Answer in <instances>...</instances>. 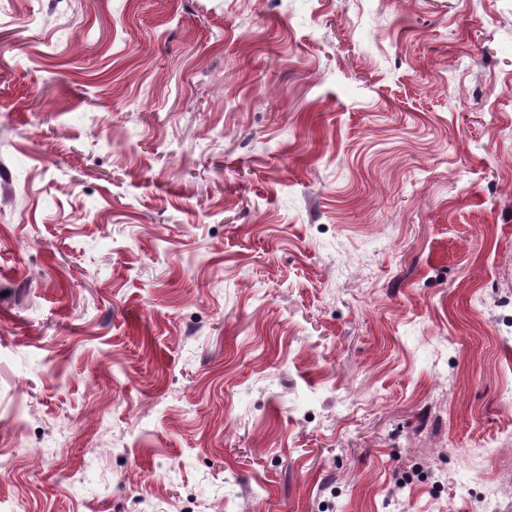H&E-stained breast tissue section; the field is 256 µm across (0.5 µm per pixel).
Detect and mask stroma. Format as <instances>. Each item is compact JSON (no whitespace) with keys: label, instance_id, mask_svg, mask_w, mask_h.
Segmentation results:
<instances>
[{"label":"stroma","instance_id":"stroma-1","mask_svg":"<svg viewBox=\"0 0 512 512\" xmlns=\"http://www.w3.org/2000/svg\"><path fill=\"white\" fill-rule=\"evenodd\" d=\"M512 0H0V512H512Z\"/></svg>","mask_w":512,"mask_h":512}]
</instances>
